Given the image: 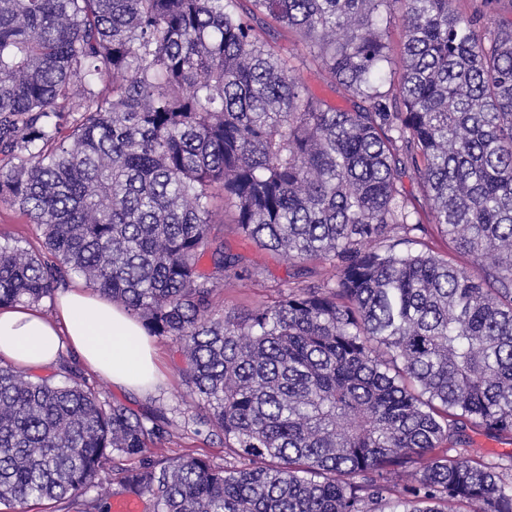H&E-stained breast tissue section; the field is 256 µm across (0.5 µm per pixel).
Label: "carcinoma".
<instances>
[{
    "label": "carcinoma",
    "instance_id": "cac0c4a2",
    "mask_svg": "<svg viewBox=\"0 0 512 512\" xmlns=\"http://www.w3.org/2000/svg\"><path fill=\"white\" fill-rule=\"evenodd\" d=\"M0 0V200L57 260L0 245V306L75 273L185 357L224 466L63 361L0 365V505L79 500L116 461L149 512H512V20L453 0ZM402 5L400 60L384 23ZM300 38L348 106L261 39ZM448 252L423 249L403 178ZM260 247L332 269L250 310L210 189ZM209 257L211 270L201 268ZM455 454H448V449ZM260 38L275 51L284 53L288 47L296 48L298 36L295 32L282 28L271 19L264 18L262 24L257 28ZM468 432L476 441L477 446L481 448V452L484 454L486 459L495 461L499 459L500 461L501 457L506 459L505 456L512 452V445L501 444L498 441L488 439L483 435H479L471 431Z\"/></svg>",
    "mask_w": 512,
    "mask_h": 512
}]
</instances>
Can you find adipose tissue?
I'll list each match as a JSON object with an SVG mask.
<instances>
[{
	"instance_id": "adipose-tissue-1",
	"label": "adipose tissue",
	"mask_w": 512,
	"mask_h": 512,
	"mask_svg": "<svg viewBox=\"0 0 512 512\" xmlns=\"http://www.w3.org/2000/svg\"><path fill=\"white\" fill-rule=\"evenodd\" d=\"M67 352L121 390L146 393L158 371L156 350L142 326L82 284L59 294L51 319L34 307L0 308V363L33 371L55 365Z\"/></svg>"
}]
</instances>
